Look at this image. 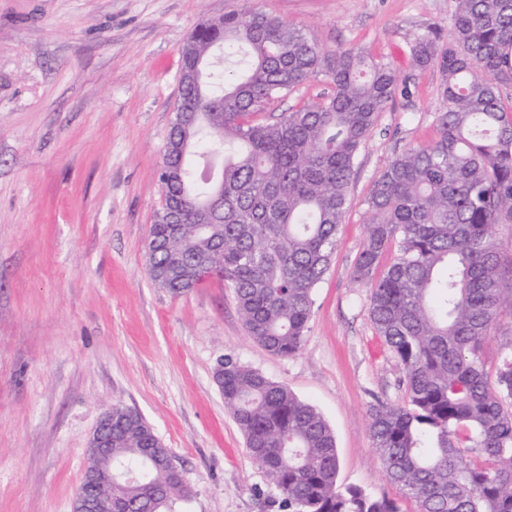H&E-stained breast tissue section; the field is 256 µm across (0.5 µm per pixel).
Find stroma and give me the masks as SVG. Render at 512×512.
Instances as JSON below:
<instances>
[{"mask_svg": "<svg viewBox=\"0 0 512 512\" xmlns=\"http://www.w3.org/2000/svg\"><path fill=\"white\" fill-rule=\"evenodd\" d=\"M233 10L305 28L327 51L363 48L408 80L357 153L292 357L248 335L222 281L174 295L147 272L183 48ZM452 11L453 0H0V512H73L87 439L115 405L141 414L182 469L191 495L176 512H283L215 382L227 355L323 415L339 485L417 512L372 446L369 409L403 402V371L352 271L375 179L437 136L441 73L415 67L410 48L425 26L448 31ZM330 91L310 78L261 120Z\"/></svg>", "mask_w": 512, "mask_h": 512, "instance_id": "stroma-1", "label": "stroma"}]
</instances>
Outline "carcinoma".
<instances>
[{"instance_id": "1", "label": "carcinoma", "mask_w": 512, "mask_h": 512, "mask_svg": "<svg viewBox=\"0 0 512 512\" xmlns=\"http://www.w3.org/2000/svg\"><path fill=\"white\" fill-rule=\"evenodd\" d=\"M448 36L414 37L413 63L442 82L437 137L395 156L367 199L353 281L371 289L370 315L403 369L401 405L370 406V433L386 478L418 512H512V351L490 383L484 350L512 308V261L495 228L512 225V0H454ZM239 64L224 79L219 55ZM186 58L210 64L186 82L190 123L174 126L159 175L184 223L151 225L148 275L173 294L211 272L232 290L249 336L297 355L313 290L329 269L353 164L399 86L390 64L349 48L325 52L292 24L229 12L193 32ZM322 75L332 92L265 124L257 115ZM218 169L217 198L204 171ZM396 250L380 267L383 255ZM224 407L289 512H400L395 500L337 485L335 437L322 414L288 387L224 357ZM112 427V512H171L187 499L148 452L154 432L120 405Z\"/></svg>"}]
</instances>
